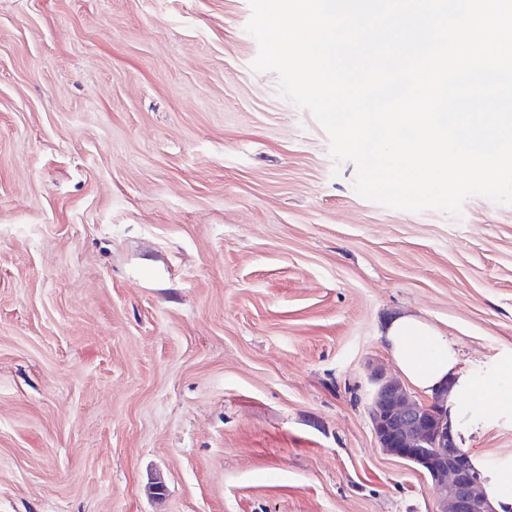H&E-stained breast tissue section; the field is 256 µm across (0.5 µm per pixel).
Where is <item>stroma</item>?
<instances>
[{"instance_id": "1", "label": "stroma", "mask_w": 512, "mask_h": 512, "mask_svg": "<svg viewBox=\"0 0 512 512\" xmlns=\"http://www.w3.org/2000/svg\"><path fill=\"white\" fill-rule=\"evenodd\" d=\"M249 0H0V512H436L367 405L392 315L512 472V205L354 190ZM403 376L424 393H433L446 381L448 415L454 421L463 414L461 402L473 394V385L460 367L454 344L439 336L426 320L410 314L390 320L382 333ZM462 421L465 416L462 415Z\"/></svg>"}]
</instances>
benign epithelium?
Returning <instances> with one entry per match:
<instances>
[{"mask_svg": "<svg viewBox=\"0 0 512 512\" xmlns=\"http://www.w3.org/2000/svg\"><path fill=\"white\" fill-rule=\"evenodd\" d=\"M373 384L368 411L380 447L427 471L438 512H496L484 489L488 479L448 423L444 394L420 401L381 373Z\"/></svg>", "mask_w": 512, "mask_h": 512, "instance_id": "obj_1", "label": "benign epithelium"}]
</instances>
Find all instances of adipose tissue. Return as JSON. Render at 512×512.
I'll return each mask as SVG.
<instances>
[{"instance_id":"ef3b65f1","label":"adipose tissue","mask_w":512,"mask_h":512,"mask_svg":"<svg viewBox=\"0 0 512 512\" xmlns=\"http://www.w3.org/2000/svg\"><path fill=\"white\" fill-rule=\"evenodd\" d=\"M383 334L403 376L427 394L450 385L448 414L454 419L461 416V402L472 396L473 386L460 367L454 344L426 320L410 314L390 320Z\"/></svg>"}]
</instances>
